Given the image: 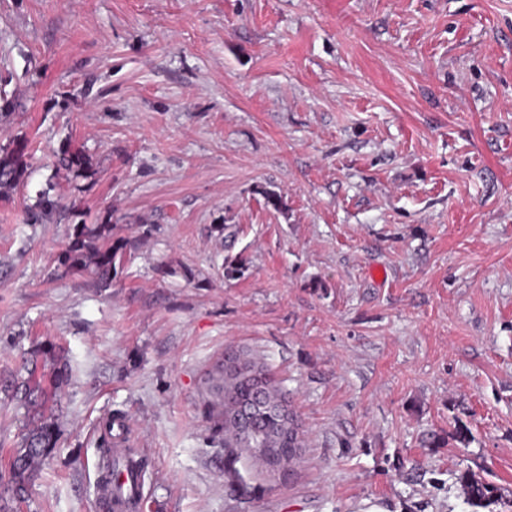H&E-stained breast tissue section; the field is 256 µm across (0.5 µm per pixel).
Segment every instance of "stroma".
<instances>
[{
  "label": "stroma",
  "mask_w": 512,
  "mask_h": 512,
  "mask_svg": "<svg viewBox=\"0 0 512 512\" xmlns=\"http://www.w3.org/2000/svg\"><path fill=\"white\" fill-rule=\"evenodd\" d=\"M0 86L29 153L0 190V512H105L117 425L142 512H512V0H0ZM46 192L64 216L28 223ZM77 224L109 281L59 265ZM230 350L302 432L245 491ZM33 362L68 379L18 500ZM56 164L68 172L78 175L88 168V159L81 150L68 146L57 153ZM216 417L219 421L223 422L224 420V450L226 456V466L229 471L234 472L235 474L237 471L233 468V466L243 456L240 448H280L279 451L276 452H269L267 450H255L248 455L252 461L259 463L261 467H264L267 470H270V466L274 464V460L278 455L285 464L291 463L296 457L293 448H301L297 423L293 431L295 442V447L293 448L277 447L271 441L266 443L265 439H262L261 437L256 438L254 443L251 444V447H241V439L237 423L234 420L226 417L225 414L223 416L220 409L216 410ZM463 482L467 499L473 505L485 507L498 501V490L490 483H486L475 475L464 476Z\"/></svg>",
  "instance_id": "stroma-1"
}]
</instances>
